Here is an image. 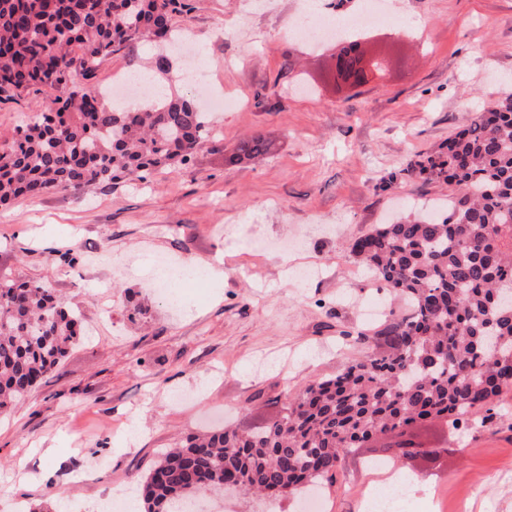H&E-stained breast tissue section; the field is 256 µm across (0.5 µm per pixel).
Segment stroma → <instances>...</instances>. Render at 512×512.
I'll return each instance as SVG.
<instances>
[{
  "label": "stroma",
  "mask_w": 512,
  "mask_h": 512,
  "mask_svg": "<svg viewBox=\"0 0 512 512\" xmlns=\"http://www.w3.org/2000/svg\"><path fill=\"white\" fill-rule=\"evenodd\" d=\"M387 2L373 33L394 47L389 71L338 92L323 78L335 42L314 51L289 31L302 0H193L173 25L196 46L199 73L234 104L211 111L204 84L188 81L173 54L172 92L210 112L216 129L190 163L147 183L123 178L0 207V281L44 283L82 322L63 363L0 415V512H95L116 493L138 494L162 449L226 423L265 427L286 394L359 356L362 345L341 334L372 330L362 305L406 313L350 245L413 203L447 216L453 188L402 170L512 93V0ZM413 20L421 36L401 40ZM46 104L34 91L1 100L0 144ZM255 135L269 151L231 161ZM393 175L396 189H381ZM154 224L171 230L150 235ZM297 227L299 250L262 248ZM158 252L222 260L224 275L174 289L168 304L140 277ZM181 391L195 401H178ZM429 431L439 458L397 465L411 475L413 512H440L438 492L476 477L470 512H512V392L484 428ZM382 445L344 456L322 490L325 512H360L364 468Z\"/></svg>",
  "instance_id": "obj_1"
}]
</instances>
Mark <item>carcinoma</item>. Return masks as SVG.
Segmentation results:
<instances>
[{
  "mask_svg": "<svg viewBox=\"0 0 512 512\" xmlns=\"http://www.w3.org/2000/svg\"><path fill=\"white\" fill-rule=\"evenodd\" d=\"M186 0H0V100L31 88L48 109L0 147V204L68 193L121 177L148 180L187 164L212 132L187 99L118 111L92 85L99 65L133 56L138 44L177 31ZM256 136L239 153L264 152ZM402 174L458 190L442 220L377 224L353 254L405 297L357 344L382 342L336 376L287 396L282 414L252 432L193 434L166 450L141 484L146 512H181L199 490H248L289 500L336 478L351 448L399 432L402 456L436 459L441 448L414 431L435 421L456 430L501 416L512 392V95L479 110L440 147ZM79 319L39 282H0V413L59 366L80 337Z\"/></svg>",
  "mask_w": 512,
  "mask_h": 512,
  "instance_id": "cac0c4a2",
  "label": "carcinoma"
}]
</instances>
